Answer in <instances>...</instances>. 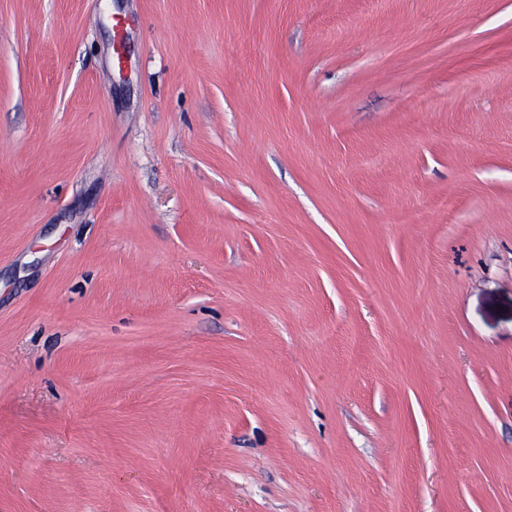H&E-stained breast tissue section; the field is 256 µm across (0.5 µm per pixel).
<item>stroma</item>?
<instances>
[{
	"mask_svg": "<svg viewBox=\"0 0 512 512\" xmlns=\"http://www.w3.org/2000/svg\"><path fill=\"white\" fill-rule=\"evenodd\" d=\"M1 142L0 512H512V0H0Z\"/></svg>",
	"mask_w": 512,
	"mask_h": 512,
	"instance_id": "35a3bbf8",
	"label": "stroma"
}]
</instances>
